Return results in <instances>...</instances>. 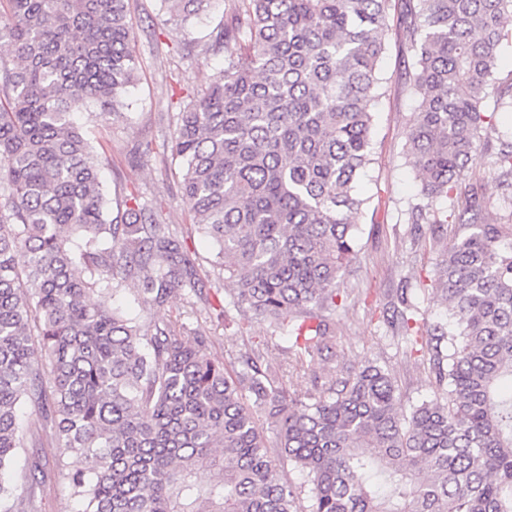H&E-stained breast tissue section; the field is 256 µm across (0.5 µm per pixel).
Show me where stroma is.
<instances>
[{
    "mask_svg": "<svg viewBox=\"0 0 512 512\" xmlns=\"http://www.w3.org/2000/svg\"><path fill=\"white\" fill-rule=\"evenodd\" d=\"M230 4L231 0H217L210 13L183 26L171 21L161 0H133L132 49L139 70L124 94L123 115L106 120L90 105L77 116L95 150L108 160L104 180L112 199L135 189L144 201L162 203L168 224L186 237L200 277L197 291L176 293L160 309L145 306L129 289L117 294L104 289L100 295L145 328L179 316L184 340L206 338L212 355L225 364L237 366L250 356L285 365L292 359L287 331H274L268 320L253 316L247 318L246 331H238L243 315L231 303L228 291L214 286L210 265L214 248L190 228L179 163L168 149L180 101L224 73L223 55L208 53L205 46L223 23ZM414 54L398 28H391L381 66L382 93L371 104V162L354 188L367 201L354 218L359 259L343 273L339 283L342 301L328 315L335 336L331 348L323 350L305 373L290 380L292 390L308 403L328 392L354 365H373L390 374L398 412L404 416L414 405L440 399L443 393L426 355L407 352L390 324L395 295L405 285L429 322L447 324V306L432 292V278L441 247L462 230L458 222L435 228L409 221L412 208L420 202L421 188L405 158L407 134L418 111L417 95L405 87ZM487 109L494 118L479 134L481 160L464 177L455 207L463 209L469 194H476L484 216L512 236V187L490 172L502 144L512 141V109L494 95L488 98ZM21 425L26 433L41 436L43 446L22 449L11 468L10 477L20 496L33 500L40 512H76L68 472L62 467L67 451L52 437L38 411L26 409ZM39 455L47 463L33 481L31 465Z\"/></svg>",
    "mask_w": 512,
    "mask_h": 512,
    "instance_id": "stroma-1",
    "label": "stroma"
}]
</instances>
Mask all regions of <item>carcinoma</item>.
Wrapping results in <instances>:
<instances>
[{
	"mask_svg": "<svg viewBox=\"0 0 512 512\" xmlns=\"http://www.w3.org/2000/svg\"><path fill=\"white\" fill-rule=\"evenodd\" d=\"M184 24L212 0H164ZM205 52L224 77L183 104L171 152L192 224L219 248L233 303L288 328L296 367L331 339L340 274L358 259L353 183L370 163L390 0H232ZM130 0H0V512H25L4 472L37 409L68 449L79 512H512V242L466 202L467 233L441 251L436 293L453 327L398 328L428 355L445 403L398 415L390 375L351 370L308 404L280 369L228 368L178 320L149 333L106 302L137 286L164 307L196 288L185 238L161 205L125 196L111 217L104 160L74 112L120 115L137 62ZM512 0H404L419 112L407 157L421 181L413 224H446L477 162ZM491 169L512 181V143ZM449 201V207L436 203ZM253 404H247L248 399ZM274 426L266 439L252 408ZM306 472L310 488L283 476Z\"/></svg>",
	"mask_w": 512,
	"mask_h": 512,
	"instance_id": "1",
	"label": "carcinoma"
}]
</instances>
